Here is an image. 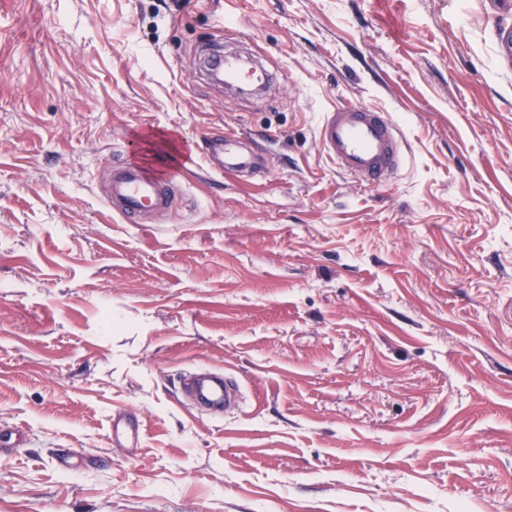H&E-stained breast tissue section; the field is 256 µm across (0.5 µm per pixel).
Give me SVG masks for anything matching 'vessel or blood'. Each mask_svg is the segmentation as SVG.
I'll return each mask as SVG.
<instances>
[{"label":"vessel or blood","instance_id":"obj_1","mask_svg":"<svg viewBox=\"0 0 512 512\" xmlns=\"http://www.w3.org/2000/svg\"><path fill=\"white\" fill-rule=\"evenodd\" d=\"M318 138L341 171L367 185L377 184L386 173L398 170L406 148L398 125L387 113L353 105H339L325 113L318 125ZM243 142V137L232 133H212L206 137L201 154L219 173L258 172L255 157L244 151ZM107 203L116 206L118 215L126 219L168 209L171 200L155 174L127 164L113 167ZM183 386L211 408L234 400L233 389L220 379L207 386L187 379Z\"/></svg>","mask_w":512,"mask_h":512}]
</instances>
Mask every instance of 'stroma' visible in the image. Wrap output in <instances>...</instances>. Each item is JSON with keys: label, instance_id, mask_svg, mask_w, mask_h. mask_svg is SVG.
Returning <instances> with one entry per match:
<instances>
[{"label": "stroma", "instance_id": "obj_1", "mask_svg": "<svg viewBox=\"0 0 512 512\" xmlns=\"http://www.w3.org/2000/svg\"><path fill=\"white\" fill-rule=\"evenodd\" d=\"M511 34L512 0H0V512H512ZM349 102L408 143L372 187L317 137ZM212 130L264 174L184 164ZM113 162L172 207L125 223ZM224 72V82L229 87H248L250 82L246 81L244 75L250 71V68L238 63L236 58H227L224 56V63L222 62ZM183 386L187 391H192L196 394L202 404L210 408H217L223 405L224 407L230 406L234 401V391L230 386L223 382L222 378H218L212 384L205 386L203 384H196L191 381L187 376L183 378Z\"/></svg>", "mask_w": 512, "mask_h": 512}]
</instances>
